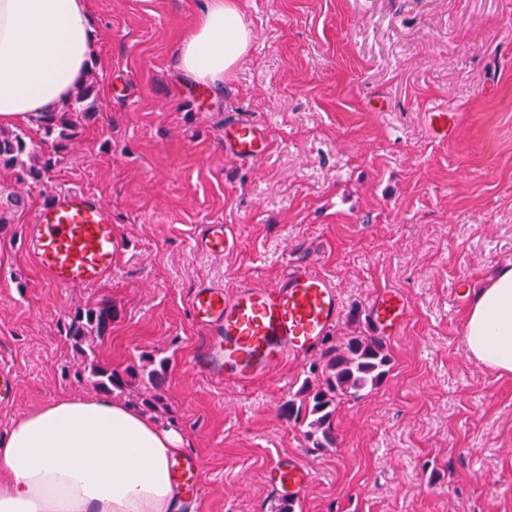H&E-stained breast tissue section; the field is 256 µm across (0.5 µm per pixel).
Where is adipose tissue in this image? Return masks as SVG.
Here are the masks:
<instances>
[{
	"instance_id": "adipose-tissue-1",
	"label": "adipose tissue",
	"mask_w": 512,
	"mask_h": 512,
	"mask_svg": "<svg viewBox=\"0 0 512 512\" xmlns=\"http://www.w3.org/2000/svg\"><path fill=\"white\" fill-rule=\"evenodd\" d=\"M95 41L89 0H0V126L66 103ZM250 43L238 0H205L179 66L215 86ZM464 330L471 357L512 373V264L475 289ZM187 451L178 430L107 394L60 397L0 436V512H185L171 465Z\"/></svg>"
}]
</instances>
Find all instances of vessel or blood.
<instances>
[{
  "label": "vessel or blood",
  "mask_w": 512,
  "mask_h": 512,
  "mask_svg": "<svg viewBox=\"0 0 512 512\" xmlns=\"http://www.w3.org/2000/svg\"><path fill=\"white\" fill-rule=\"evenodd\" d=\"M427 123L437 139L456 136L455 115L447 109H433ZM224 149L245 162L261 159L269 149L265 127L249 119L226 123ZM199 243L221 255L236 247L238 239L227 225L206 224ZM25 244L35 265L59 287L99 284L111 275L122 249L111 207L83 191L55 193L27 225ZM191 310L196 323L209 332L206 353L194 360V367L218 380L246 383L286 359L315 352L340 320L342 303L329 279L299 268L263 288L248 283L230 289L200 285L192 294ZM407 313L405 297L395 290L372 304L374 322L391 334L402 328ZM312 479V472L291 456L274 462L267 484L276 498L295 500Z\"/></svg>",
  "instance_id": "obj_1"
}]
</instances>
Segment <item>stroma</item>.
<instances>
[{
	"mask_svg": "<svg viewBox=\"0 0 512 512\" xmlns=\"http://www.w3.org/2000/svg\"><path fill=\"white\" fill-rule=\"evenodd\" d=\"M203 0H91L99 116L57 156L0 229V366L18 378L11 422L62 396H93L62 324L107 301L101 364L167 358L151 416L186 435L200 491L191 512H278L271 464L295 455L313 480L294 512H512V375L469 357L473 285L512 263V0H240L250 50L210 94L186 87L178 50ZM455 112L453 142L425 112ZM264 124L267 154L224 150V123ZM59 190L109 204L123 240L100 284L61 288L24 231ZM237 247L210 255L201 225ZM343 302L332 334L376 336L375 296L400 291L406 322L385 338L390 371L343 401L334 446L313 447L283 404L309 359L246 384L189 366L207 332L190 312L201 283L267 286L295 266Z\"/></svg>",
	"mask_w": 512,
	"mask_h": 512,
	"instance_id": "stroma-1",
	"label": "stroma"
}]
</instances>
